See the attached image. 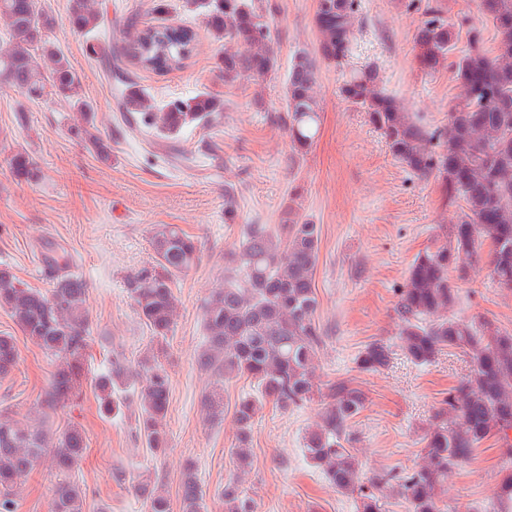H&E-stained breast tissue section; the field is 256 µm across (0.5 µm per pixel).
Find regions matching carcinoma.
<instances>
[{
    "label": "carcinoma",
    "instance_id": "carcinoma-1",
    "mask_svg": "<svg viewBox=\"0 0 512 512\" xmlns=\"http://www.w3.org/2000/svg\"><path fill=\"white\" fill-rule=\"evenodd\" d=\"M186 12L203 17L212 37L241 44L246 53L224 51L220 58L224 82L244 74L263 79L278 68L273 50L275 32L269 0H184ZM361 0H317L314 23L318 31L315 55L295 54L288 68L285 113L280 116L293 151L307 153L320 125L314 94L317 61L344 65L354 54L355 24ZM482 22L464 18L452 24L438 5H429L416 26L414 44L419 68L434 74L449 64L461 93L448 112V124H421L382 85L378 68L353 67L340 88L343 99L366 112L368 121L384 136L392 155L419 178L434 177L443 202L457 208L456 222L443 230L442 240L417 253L403 284L397 288L395 312L400 322L401 350L415 366H428L445 350L459 351L470 366L467 378L448 392L444 407L434 415L423 438V463L413 469L361 477L350 448L358 440L350 421L364 407L365 393L348 380L332 383L328 394L315 385L312 363L323 345L315 319L318 301L314 276L319 256L315 224H283L281 231L251 224L238 248L230 252L232 276L203 306L205 343L199 367L213 378L202 405L209 421H224V379L246 376L257 395L242 398L235 409L237 444L233 453L237 474L224 482L218 498L224 512H254L241 473L251 467L250 435L267 401L300 408L326 397L321 423L305 436L304 455L329 483L356 496L357 512H382L384 491L394 486L409 504V512H440L438 490L448 474L467 462L492 437L505 443L508 461L500 471L493 512H512V332L492 321L454 315L461 285L472 260L489 247L491 277L503 291L512 292V0H480ZM69 21L88 41L94 55L106 53L99 40L100 12L89 0H69ZM6 47L0 51V77L32 101L61 98L80 113L81 123L70 131L88 143L103 161L111 160L109 139L96 125L93 106L82 93L79 76L64 52L47 38L53 25L41 0H0ZM492 26L499 43L486 47L484 31ZM466 49L453 63L448 59L460 34ZM196 50V32L188 25H151L135 32L124 56L139 67L163 74L183 68ZM125 112L140 116L143 126L165 138L185 127L216 123L224 104L208 93L171 96L159 103L137 84L128 86L121 102ZM12 175L20 181L37 176L33 156L18 150L8 158ZM155 265L129 278L137 317L152 333L138 369L113 359L110 369L91 380L83 363L91 323L85 311L86 282L71 271L69 257L50 261L52 289L46 293L26 286L7 265L0 266V309L22 333L51 357V376L45 404L52 408L82 391L91 381L100 410L120 414L127 407L126 388L140 378L137 431L151 454L159 458L168 448L166 415L170 376L158 359V344L172 332L177 309L175 279L198 263L194 240L171 224L154 228ZM391 344L375 340L356 359L362 372L375 373L388 365ZM17 363L14 338L0 335V378ZM87 448L84 433L70 427L58 434L20 425L0 414V512H15L14 489L45 455L56 473L54 512H83L85 493L74 473ZM160 482L142 481L137 493L148 512H170ZM182 512H201L203 493L192 470L181 485Z\"/></svg>",
    "mask_w": 512,
    "mask_h": 512
}]
</instances>
